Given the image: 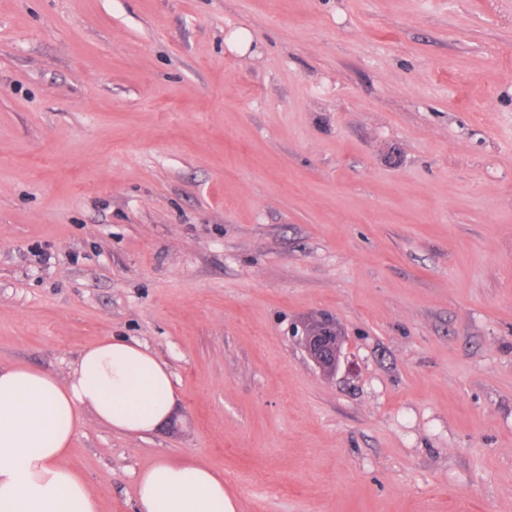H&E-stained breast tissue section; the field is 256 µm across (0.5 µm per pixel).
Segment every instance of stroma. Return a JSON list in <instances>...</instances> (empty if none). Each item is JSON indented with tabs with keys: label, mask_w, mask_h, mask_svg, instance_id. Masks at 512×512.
<instances>
[{
	"label": "stroma",
	"mask_w": 512,
	"mask_h": 512,
	"mask_svg": "<svg viewBox=\"0 0 512 512\" xmlns=\"http://www.w3.org/2000/svg\"><path fill=\"white\" fill-rule=\"evenodd\" d=\"M104 336L177 401L86 416L102 512H512V0H0V368ZM302 343L307 354L321 372L332 374L336 371L342 354V338L333 322L324 319L307 329ZM136 495L139 512H236L224 476L193 458L161 460L142 470Z\"/></svg>",
	"instance_id": "obj_1"
}]
</instances>
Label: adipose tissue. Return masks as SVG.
I'll return each instance as SVG.
<instances>
[{
    "instance_id": "obj_1",
    "label": "adipose tissue",
    "mask_w": 512,
    "mask_h": 512,
    "mask_svg": "<svg viewBox=\"0 0 512 512\" xmlns=\"http://www.w3.org/2000/svg\"><path fill=\"white\" fill-rule=\"evenodd\" d=\"M175 381L140 343L103 337L67 380L25 365L0 368V512H101V498L66 465L85 414L129 434L171 414ZM140 512H236L224 477L195 459L161 460L137 478Z\"/></svg>"
}]
</instances>
